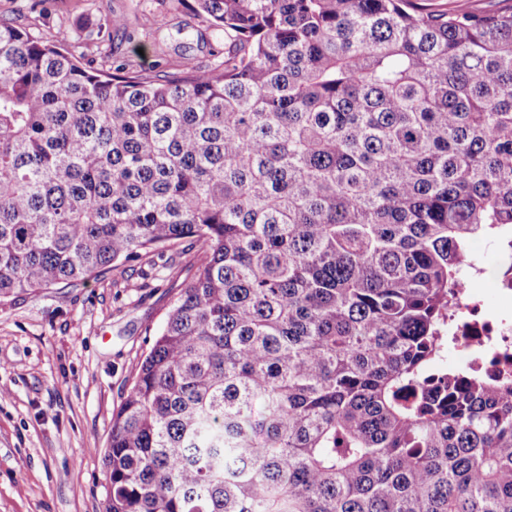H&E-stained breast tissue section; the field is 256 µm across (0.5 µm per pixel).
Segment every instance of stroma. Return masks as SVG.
<instances>
[{"label":"stroma","mask_w":512,"mask_h":512,"mask_svg":"<svg viewBox=\"0 0 512 512\" xmlns=\"http://www.w3.org/2000/svg\"><path fill=\"white\" fill-rule=\"evenodd\" d=\"M41 40L67 32L95 68H212L224 34L176 0H0ZM199 255L182 242L117 277L49 288L0 312V512H104V454L143 355Z\"/></svg>","instance_id":"stroma-1"}]
</instances>
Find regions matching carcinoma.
<instances>
[{"label": "carcinoma", "mask_w": 512, "mask_h": 512, "mask_svg": "<svg viewBox=\"0 0 512 512\" xmlns=\"http://www.w3.org/2000/svg\"><path fill=\"white\" fill-rule=\"evenodd\" d=\"M217 68L0 20V310L187 239L105 512H512V378L441 366L512 240V7L195 0Z\"/></svg>", "instance_id": "cac0c4a2"}]
</instances>
